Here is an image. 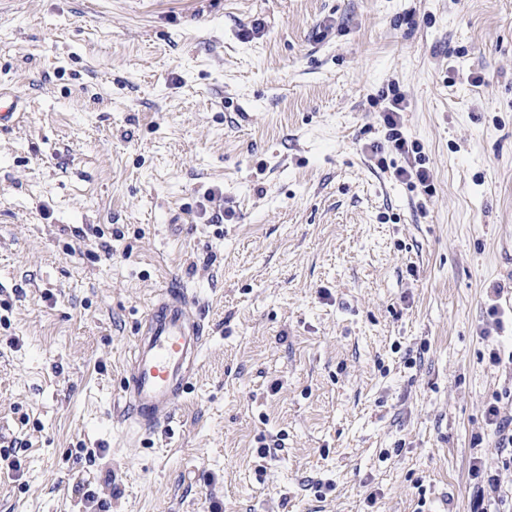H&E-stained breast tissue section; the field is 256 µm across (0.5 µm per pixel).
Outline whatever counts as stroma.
I'll return each instance as SVG.
<instances>
[{
    "label": "stroma",
    "instance_id": "obj_1",
    "mask_svg": "<svg viewBox=\"0 0 512 512\" xmlns=\"http://www.w3.org/2000/svg\"><path fill=\"white\" fill-rule=\"evenodd\" d=\"M392 89L432 196L370 157ZM0 94V512H471L512 412V0H0ZM168 287L207 339L138 443ZM194 307L184 291L166 290L140 323L122 396L123 417L137 434L166 423L189 388L206 337ZM498 403L500 400L497 399L489 403L485 410V421L492 436L498 439V448H502L503 451L510 448L506 455H503L502 451L500 460L497 459L502 468L508 470L512 468V416L503 414Z\"/></svg>",
    "mask_w": 512,
    "mask_h": 512
}]
</instances>
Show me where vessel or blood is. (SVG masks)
I'll return each instance as SVG.
<instances>
[{"label":"vessel or blood","instance_id":"obj_1","mask_svg":"<svg viewBox=\"0 0 512 512\" xmlns=\"http://www.w3.org/2000/svg\"><path fill=\"white\" fill-rule=\"evenodd\" d=\"M206 329L181 290H168L151 304L134 340L123 387V417L138 434L166 423L192 380Z\"/></svg>","mask_w":512,"mask_h":512}]
</instances>
